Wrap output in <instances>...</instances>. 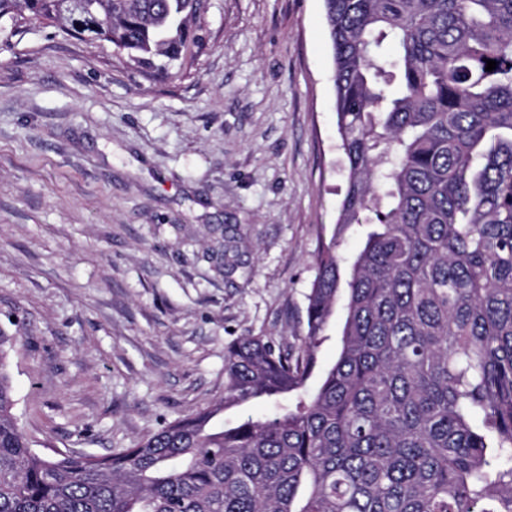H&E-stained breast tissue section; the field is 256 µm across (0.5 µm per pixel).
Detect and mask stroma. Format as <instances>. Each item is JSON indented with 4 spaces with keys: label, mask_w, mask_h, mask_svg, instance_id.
Wrapping results in <instances>:
<instances>
[{
    "label": "stroma",
    "mask_w": 512,
    "mask_h": 512,
    "mask_svg": "<svg viewBox=\"0 0 512 512\" xmlns=\"http://www.w3.org/2000/svg\"><path fill=\"white\" fill-rule=\"evenodd\" d=\"M175 76L0 36V329L40 453L132 447L224 394V348L306 328L348 181L323 0H208Z\"/></svg>",
    "instance_id": "1"
}]
</instances>
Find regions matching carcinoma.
I'll return each mask as SVG.
<instances>
[{
  "instance_id": "obj_1",
  "label": "carcinoma",
  "mask_w": 512,
  "mask_h": 512,
  "mask_svg": "<svg viewBox=\"0 0 512 512\" xmlns=\"http://www.w3.org/2000/svg\"><path fill=\"white\" fill-rule=\"evenodd\" d=\"M205 0H0L181 72ZM349 179L306 332L224 352V397L107 456L49 457L13 413L0 331V512H512V0H323ZM497 62L485 70L486 61ZM354 226L364 243L341 270ZM336 362L316 365L336 304ZM295 396L264 420L225 410ZM344 321L343 300L336 306V315L333 317L327 331V339L320 345L316 352V368L308 380L306 390L314 391L323 374L334 364L340 348L341 331Z\"/></svg>"
}]
</instances>
